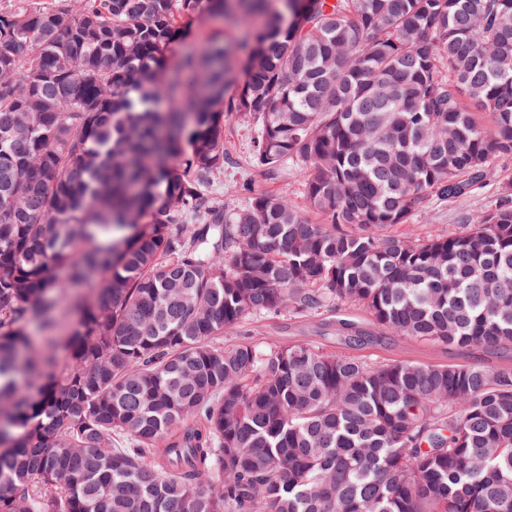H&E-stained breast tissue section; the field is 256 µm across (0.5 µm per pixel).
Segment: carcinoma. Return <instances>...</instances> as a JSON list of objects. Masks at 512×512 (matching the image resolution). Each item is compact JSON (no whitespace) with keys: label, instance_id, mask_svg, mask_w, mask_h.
I'll return each mask as SVG.
<instances>
[{"label":"carcinoma","instance_id":"1","mask_svg":"<svg viewBox=\"0 0 512 512\" xmlns=\"http://www.w3.org/2000/svg\"><path fill=\"white\" fill-rule=\"evenodd\" d=\"M204 12L245 38L169 63ZM232 112L308 211L208 196ZM504 154L512 0H3L0 512H512L511 368L217 343L358 307L512 345L511 191L389 232ZM59 266L90 287L62 338Z\"/></svg>","mask_w":512,"mask_h":512}]
</instances>
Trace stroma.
Listing matches in <instances>:
<instances>
[{
	"instance_id": "stroma-1",
	"label": "stroma",
	"mask_w": 512,
	"mask_h": 512,
	"mask_svg": "<svg viewBox=\"0 0 512 512\" xmlns=\"http://www.w3.org/2000/svg\"><path fill=\"white\" fill-rule=\"evenodd\" d=\"M224 134L229 145L232 163L212 188L214 196L225 200H239L238 188L243 181H250L255 189L287 196L298 209H305L302 182L296 170H288L279 178H269L251 166L249 155L251 140L255 135L247 118L230 114L224 118ZM512 185V155L496 159L483 188L470 196L454 201H432L427 208L414 215L409 223L398 225L397 233L417 238L445 233L463 226L467 215L489 209L502 189ZM351 315L364 333V345L355 349L358 355L377 360L410 361L436 365L476 364L490 368L512 367V348L467 349L451 348L441 343L415 341L390 335L378 329L369 315L360 309ZM242 341L260 345L288 346L304 344L324 351L349 352L345 334L336 321L334 312L299 316L292 314L257 315L246 323L224 334L222 342L231 346Z\"/></svg>"
}]
</instances>
